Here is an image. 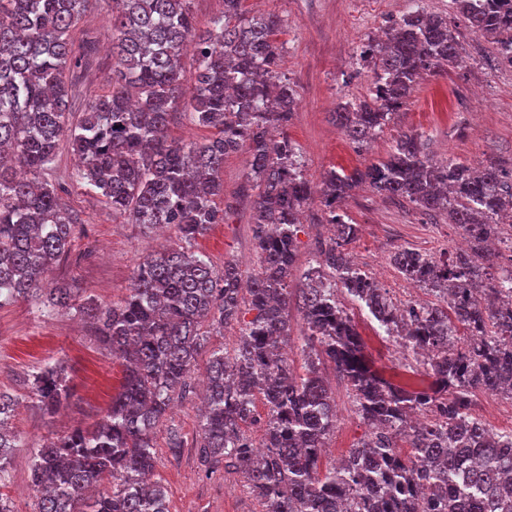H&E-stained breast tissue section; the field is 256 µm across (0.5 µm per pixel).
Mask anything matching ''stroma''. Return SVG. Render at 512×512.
<instances>
[{
  "label": "stroma",
  "mask_w": 512,
  "mask_h": 512,
  "mask_svg": "<svg viewBox=\"0 0 512 512\" xmlns=\"http://www.w3.org/2000/svg\"><path fill=\"white\" fill-rule=\"evenodd\" d=\"M416 6L447 16L460 39V60L440 73L424 76L393 123L366 147L356 148L331 120L339 103L363 95L372 80L370 69L357 65L355 50L378 34L387 21ZM244 8L251 16L274 13L281 19L277 40L284 46L282 71L297 91L287 133L300 151L312 186H320L329 170L349 172L385 158L398 135L405 132L421 134L426 153L438 160L451 154L474 167L490 156L512 160V67L501 65L492 70L485 65L484 57L493 48L490 39L470 32L456 16L451 0H244ZM74 36L80 46L90 39L95 42L81 89L102 92L112 75L106 9L88 10ZM248 169L247 151L225 157L221 174L224 195L217 203L226 216L196 245L214 265L235 261L246 278L258 269L252 200L242 194ZM65 202L82 232L69 256L53 267L49 280L82 288L101 306L125 294L140 261L178 242L174 227L159 230L122 223L87 186L70 183ZM344 208L352 223L361 228L349 246L359 266L386 288L393 300H425L424 290L410 289L390 257L401 247L435 254L453 250L460 235L458 227L443 215L426 223L411 207L365 186L351 193ZM327 233L319 204L306 205L289 290L302 286L317 241ZM341 302L359 327L373 368L396 382L424 379L422 366L404 357L399 345L387 339L366 309L346 296ZM58 361L65 365L72 397L66 407L50 413L32 394L30 382L33 374ZM325 377L336 411L342 416L328 444L342 455L365 437L368 427L354 413L345 381L330 368ZM122 380L119 361L113 359L79 309L52 311L35 297L0 306V391L17 398L10 425L18 438L10 464L0 475V494L10 500L14 512L37 509L30 481L34 450L73 427L95 428ZM198 407L194 395L179 402L153 437L156 464L151 479L163 485L170 512H261L243 474H208L200 466L196 454ZM173 432L184 441L177 458L167 448Z\"/></svg>",
  "instance_id": "35a3bbf8"
}]
</instances>
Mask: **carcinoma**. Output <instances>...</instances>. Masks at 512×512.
Returning <instances> with one entry per match:
<instances>
[{
    "label": "carcinoma",
    "mask_w": 512,
    "mask_h": 512,
    "mask_svg": "<svg viewBox=\"0 0 512 512\" xmlns=\"http://www.w3.org/2000/svg\"><path fill=\"white\" fill-rule=\"evenodd\" d=\"M112 80L78 96L71 33L93 0H0V306L44 295L54 309L80 304L98 336L121 360L119 392L98 427H77L37 449L31 480L36 512H169L164 488L149 480L154 430L171 403L192 393L203 328L239 327L233 354L213 352L206 367L200 465L241 472L264 512H512V431L494 432L472 413L480 393L512 400V264L484 250L504 236L512 214V165L490 158L479 171L448 157L435 161L421 136L403 133L386 159L350 173L331 172L320 197L333 234L318 241L298 308L305 373L283 353L288 333V278L311 187L286 127L297 92L281 72L278 15L250 17L243 0H224V14L197 32L190 0H111ZM474 34L488 37L512 66V0H452ZM385 39L356 48L374 63L366 93L332 113L360 147L377 138L407 104L424 74L452 62L459 41L448 17L411 10L392 21ZM197 41L196 81L181 82L183 49ZM183 108L213 130L204 142L170 138ZM79 156L75 182L87 183L131 224L173 225L181 244L133 270L126 295L101 307L79 288L44 287L47 271L70 251L75 221L64 186L48 179L59 142ZM246 149L244 185L253 197L252 231L260 266L249 297L232 261L218 268L192 242L224 223L215 199L224 193V157ZM365 185L405 199L426 214L445 211L471 249L440 256L395 251L391 263L435 297L399 305L349 258L360 226L344 200ZM367 308L385 334L402 344L433 378L428 388L394 384L366 362L360 334L338 298ZM253 317L245 319L246 313ZM330 363L371 428L336 463L323 464L336 428V402L322 375ZM41 406L54 412L72 396L64 369L33 379ZM265 406L264 451L245 426ZM15 401L0 392V473L16 436ZM409 451L404 453L400 443ZM112 485L98 496L92 492Z\"/></svg>",
    "instance_id": "1"
}]
</instances>
